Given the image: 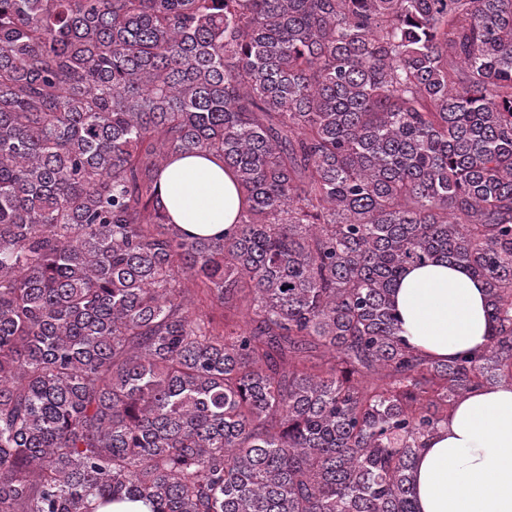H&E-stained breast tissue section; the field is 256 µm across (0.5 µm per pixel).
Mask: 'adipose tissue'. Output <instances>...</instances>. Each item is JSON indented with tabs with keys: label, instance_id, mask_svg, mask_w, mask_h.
<instances>
[{
	"label": "adipose tissue",
	"instance_id": "ef3b65f1",
	"mask_svg": "<svg viewBox=\"0 0 512 512\" xmlns=\"http://www.w3.org/2000/svg\"><path fill=\"white\" fill-rule=\"evenodd\" d=\"M171 220L197 236L231 233L246 202L212 154L176 155L158 179ZM402 335L436 361L481 352L489 324L483 284L462 267L408 270L395 293ZM418 512H512V384L475 389L420 451L412 471Z\"/></svg>",
	"mask_w": 512,
	"mask_h": 512
}]
</instances>
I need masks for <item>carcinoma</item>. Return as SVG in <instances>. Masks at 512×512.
I'll return each mask as SVG.
<instances>
[{
	"label": "carcinoma",
	"instance_id": "carcinoma-1",
	"mask_svg": "<svg viewBox=\"0 0 512 512\" xmlns=\"http://www.w3.org/2000/svg\"><path fill=\"white\" fill-rule=\"evenodd\" d=\"M198 152L229 236L159 199ZM440 262L486 289L478 356L400 337ZM501 382L512 0H0V512H416L425 441ZM157 186L173 223L197 236L230 234L246 205L235 173L213 154L174 155Z\"/></svg>",
	"mask_w": 512,
	"mask_h": 512
}]
</instances>
